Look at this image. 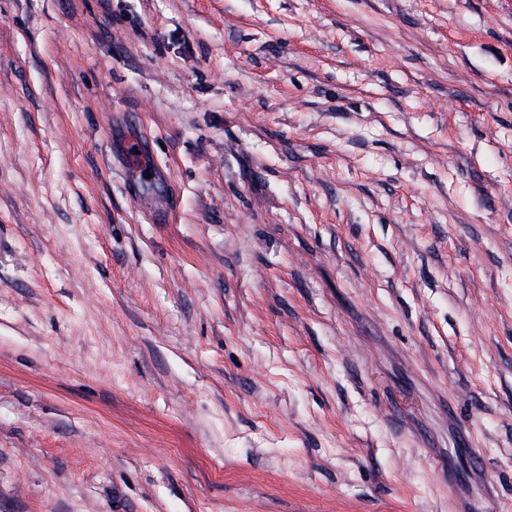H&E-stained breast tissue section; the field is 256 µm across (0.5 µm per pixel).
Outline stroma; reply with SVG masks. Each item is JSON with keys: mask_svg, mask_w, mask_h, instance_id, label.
<instances>
[{"mask_svg": "<svg viewBox=\"0 0 512 512\" xmlns=\"http://www.w3.org/2000/svg\"><path fill=\"white\" fill-rule=\"evenodd\" d=\"M0 512H512V0H0Z\"/></svg>", "mask_w": 512, "mask_h": 512, "instance_id": "1", "label": "stroma"}]
</instances>
